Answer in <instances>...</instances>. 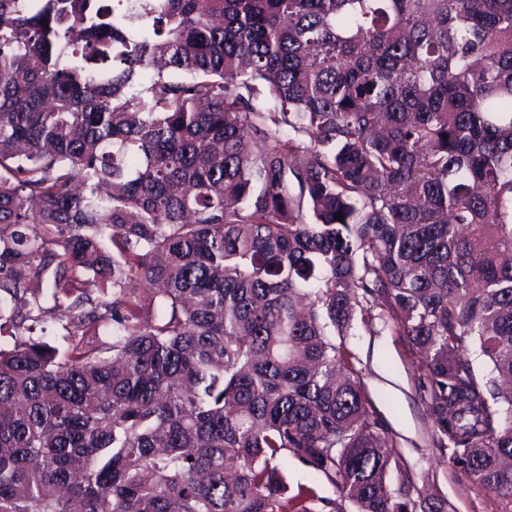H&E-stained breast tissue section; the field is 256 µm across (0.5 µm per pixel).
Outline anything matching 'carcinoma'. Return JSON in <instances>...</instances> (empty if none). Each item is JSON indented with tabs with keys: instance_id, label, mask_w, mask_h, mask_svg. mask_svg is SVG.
<instances>
[{
	"instance_id": "cac0c4a2",
	"label": "carcinoma",
	"mask_w": 512,
	"mask_h": 512,
	"mask_svg": "<svg viewBox=\"0 0 512 512\" xmlns=\"http://www.w3.org/2000/svg\"><path fill=\"white\" fill-rule=\"evenodd\" d=\"M359 289L512 512V0H0V512H414ZM284 475L288 485L296 487L297 485L318 484L320 487V495L330 499H336V502L342 503L343 512H354L355 508L348 501L344 500L340 489L331 483L321 480L312 469L305 467L299 463H288V467L284 470Z\"/></svg>"
}]
</instances>
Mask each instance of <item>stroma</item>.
<instances>
[{"instance_id":"35a3bbf8","label":"stroma","mask_w":512,"mask_h":512,"mask_svg":"<svg viewBox=\"0 0 512 512\" xmlns=\"http://www.w3.org/2000/svg\"><path fill=\"white\" fill-rule=\"evenodd\" d=\"M369 409L383 419L393 444L390 482L409 490L417 506L435 500L442 512H500L494 496L479 491L467 472L448 461L420 395L418 349L386 307L356 309L343 338Z\"/></svg>"}]
</instances>
